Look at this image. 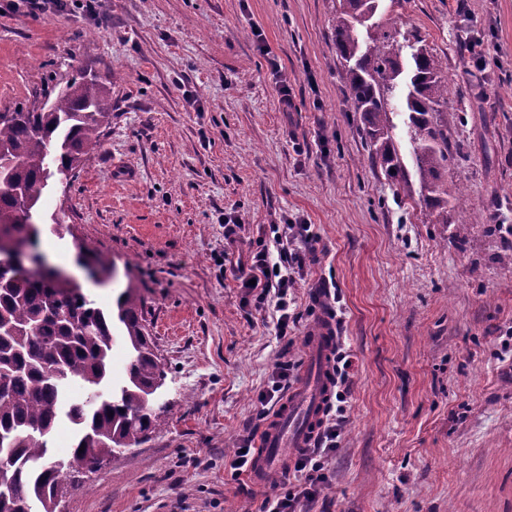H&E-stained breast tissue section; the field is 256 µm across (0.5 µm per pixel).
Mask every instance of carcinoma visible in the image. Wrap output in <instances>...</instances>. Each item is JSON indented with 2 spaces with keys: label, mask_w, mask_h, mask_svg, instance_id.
<instances>
[{
  "label": "carcinoma",
  "mask_w": 512,
  "mask_h": 512,
  "mask_svg": "<svg viewBox=\"0 0 512 512\" xmlns=\"http://www.w3.org/2000/svg\"><path fill=\"white\" fill-rule=\"evenodd\" d=\"M380 0H340L333 19L336 53L343 60V94L360 113L362 137L372 165L396 192L412 196L394 137L393 100L403 70L398 61L397 20L391 30L371 33L358 19L375 15ZM112 76L79 72L41 105L0 112V233L16 232L33 251L45 231L63 237L70 226L41 219L50 180H76L87 156L100 148L112 121L107 84ZM405 135L419 180V198L448 223V202L459 213L456 234L475 223L463 184L450 172L448 80L427 49L416 48L405 83ZM76 262L109 282L114 264L81 244ZM120 327L128 363L123 383L104 386L112 368L114 328ZM167 371L142 323L141 299L127 284L115 306L105 309L77 285L63 286L19 269L0 268V512H57L63 478L98 467L109 457L145 441L159 426L154 398ZM77 381L85 397L75 400ZM76 427L68 454L54 457L50 440L60 415ZM84 451H79V447Z\"/></svg>",
  "instance_id": "carcinoma-1"
}]
</instances>
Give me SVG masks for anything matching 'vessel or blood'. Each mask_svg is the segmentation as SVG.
<instances>
[{
  "label": "vessel or blood",
  "instance_id": "obj_1",
  "mask_svg": "<svg viewBox=\"0 0 512 512\" xmlns=\"http://www.w3.org/2000/svg\"><path fill=\"white\" fill-rule=\"evenodd\" d=\"M335 339L328 326L317 328L309 339L308 360L313 365L264 424L251 469L255 485L266 487L280 469L288 451L311 445L333 391L332 351Z\"/></svg>",
  "mask_w": 512,
  "mask_h": 512
}]
</instances>
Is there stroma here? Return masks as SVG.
I'll return each instance as SVG.
<instances>
[{
	"mask_svg": "<svg viewBox=\"0 0 512 512\" xmlns=\"http://www.w3.org/2000/svg\"><path fill=\"white\" fill-rule=\"evenodd\" d=\"M84 2L0 0V112L114 71L101 147L44 201L73 233L38 249L73 274L78 244L110 258L115 285L83 287L99 306L136 286L166 411L57 512H258L262 489L225 463L259 424L273 362L302 376L322 285L352 366L312 512H512V0H380L374 17L399 19L402 61L421 39L448 77L451 171L477 219L462 244L372 168L342 91L339 0ZM295 217L320 242L288 347L222 258Z\"/></svg>",
	"mask_w": 512,
	"mask_h": 512,
	"instance_id": "stroma-1",
	"label": "stroma"
}]
</instances>
